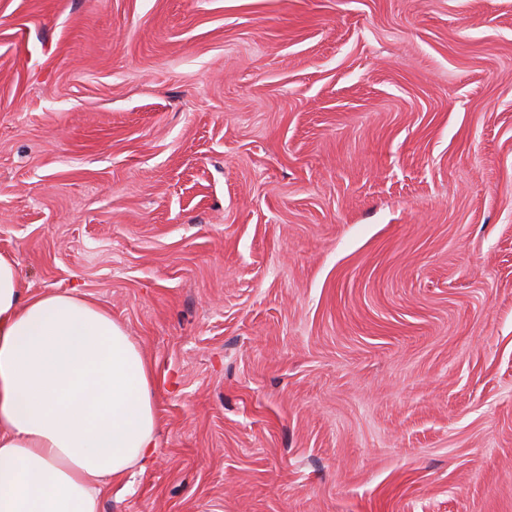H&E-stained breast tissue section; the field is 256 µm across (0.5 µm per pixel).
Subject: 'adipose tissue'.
<instances>
[{"label": "adipose tissue", "instance_id": "obj_1", "mask_svg": "<svg viewBox=\"0 0 512 512\" xmlns=\"http://www.w3.org/2000/svg\"><path fill=\"white\" fill-rule=\"evenodd\" d=\"M148 359L95 302L24 296L0 254V512H100L108 478L155 448Z\"/></svg>", "mask_w": 512, "mask_h": 512}]
</instances>
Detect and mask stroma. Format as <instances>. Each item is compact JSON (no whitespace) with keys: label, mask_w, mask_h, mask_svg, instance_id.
<instances>
[{"label":"stroma","mask_w":512,"mask_h":512,"mask_svg":"<svg viewBox=\"0 0 512 512\" xmlns=\"http://www.w3.org/2000/svg\"><path fill=\"white\" fill-rule=\"evenodd\" d=\"M0 253L153 367L101 512H512V0H0Z\"/></svg>","instance_id":"1"}]
</instances>
